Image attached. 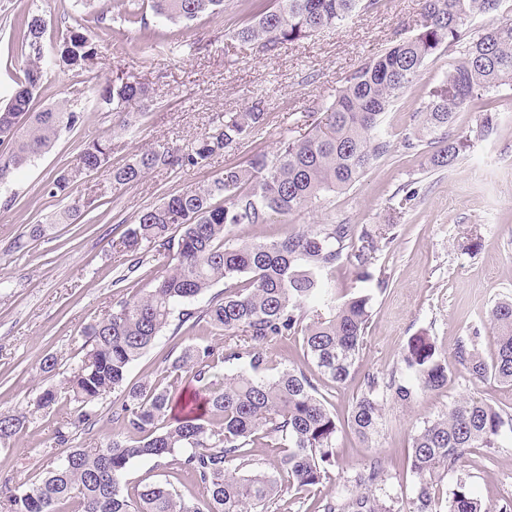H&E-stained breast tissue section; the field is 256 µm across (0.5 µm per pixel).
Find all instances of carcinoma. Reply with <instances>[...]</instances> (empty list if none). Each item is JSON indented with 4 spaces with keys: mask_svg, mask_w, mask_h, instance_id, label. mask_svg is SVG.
Instances as JSON below:
<instances>
[{
    "mask_svg": "<svg viewBox=\"0 0 512 512\" xmlns=\"http://www.w3.org/2000/svg\"><path fill=\"white\" fill-rule=\"evenodd\" d=\"M379 0H253L254 13L234 28L231 38L264 55L281 45L336 28L358 12L376 8ZM504 0H421L420 28L396 39L385 52L351 72L322 105L323 118L298 137H283L275 152L256 153L230 165L210 181L171 195L144 209L122 244L132 266L142 264L146 243L155 257L167 260L166 273L139 295L124 294L112 310L84 331V356L63 377L70 408L54 433L64 446L77 434L92 433L97 405L122 388L125 400L112 409L111 435L101 443L77 447L46 475L23 491L0 485L4 512H274L277 498L294 488L309 491L332 480L336 463V417L327 409L319 385L327 379L344 384L354 373L368 330L370 295L336 304L329 273L345 258L355 260L360 278L371 279L382 232L352 224H313L283 238L235 243L234 229L269 224L272 216L288 217L322 195L357 183L391 147L383 116L420 78L425 61L462 41V29L475 16L496 15ZM154 17L188 25L202 17H219L224 0H151ZM123 22L146 29L143 10L125 5ZM88 20L66 28L54 49V63L91 72L98 56L88 34ZM15 38L28 53L18 90L0 106V186L72 130L81 115L66 100L55 108L33 111L43 87L45 20L27 14L17 21ZM512 87V19L499 22L466 42L462 56L445 76L444 88L429 96L405 130L404 149L429 148L435 170L452 168L469 147L452 127L468 103L482 105L484 120L474 137L493 129L495 108L490 92ZM133 101L148 110L152 88L133 75H116L99 89L101 108L117 115L118 126L136 132L126 107ZM266 119V101L251 99L239 112L224 113L212 132L183 147L151 148L126 162L111 163V148L94 140L77 162L63 168L45 187L56 197L66 194L89 171L107 173L113 185L136 183L158 168L194 169L223 149L240 145ZM229 285L202 308L185 309L215 285ZM182 310H177V307ZM190 323L224 333V345L207 344L163 358L166 384L144 381L126 386L129 369L169 325ZM487 322L494 333L491 361L478 351L480 331L458 341L454 362L471 375H492L512 385V299L497 302ZM303 336L307 366L264 375L266 347L289 336ZM239 362L242 367L222 378L214 364ZM448 358L425 336L412 337L398 366L387 374H367L363 393L352 407L350 427L369 444L378 435L384 397L410 402L420 391L448 385ZM188 381L203 396L192 408L179 404L175 392ZM29 417L0 413V445L23 431ZM512 414L478 399L454 402L448 411L421 427L413 437L411 470L416 494L410 512H492L476 497L468 481L455 482L446 507L435 489L461 467L470 448H497ZM282 449L263 469L253 467L252 447L260 440ZM152 457L189 477L202 488L203 501L186 499L170 482H149L130 496L123 483L132 460ZM380 458L364 471L343 477L342 491L317 500L318 512H392L377 491L385 484Z\"/></svg>",
    "mask_w": 512,
    "mask_h": 512,
    "instance_id": "obj_1",
    "label": "carcinoma"
}]
</instances>
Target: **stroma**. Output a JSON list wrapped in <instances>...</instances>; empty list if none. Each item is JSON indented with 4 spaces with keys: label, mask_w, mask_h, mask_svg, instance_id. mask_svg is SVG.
Listing matches in <instances>:
<instances>
[{
    "label": "stroma",
    "mask_w": 512,
    "mask_h": 512,
    "mask_svg": "<svg viewBox=\"0 0 512 512\" xmlns=\"http://www.w3.org/2000/svg\"><path fill=\"white\" fill-rule=\"evenodd\" d=\"M420 8V0H380L376 9L355 14L341 27L284 44L272 56L229 36L251 18L252 0H225L222 16L187 28L149 18L150 29L183 42L178 58L166 43L143 38L138 26L114 22L109 29H93L100 75L120 69L153 88V105L133 134L120 130L112 113L100 108L96 94L86 89L87 74L51 68L36 109L75 96L81 119L10 186L0 187V413L28 411L44 389L59 387L83 357L84 328L110 311L122 294L163 274V266L149 253L142 266H128L122 239L141 211L211 180L225 166L254 153L273 152L283 136L303 134L312 111L330 101L348 74L389 47L398 34L417 31ZM28 13L45 19V47L50 50L73 24L79 7L76 0H0V104L16 90L15 79L25 66L12 27ZM461 51L456 45L426 61L419 81L386 116L389 154L354 187L326 194L287 223L234 230L240 242L281 238L309 224L391 227L394 239L380 243L372 281H360L348 260L332 272L337 301L369 293L371 318L354 374L342 385L323 384L321 392L339 428L333 474L362 470L372 458H380L394 512H408L415 494L408 450L420 427L462 398H478L512 413V386L474 378L461 368L447 386L418 393L411 402L386 397L373 444L360 441L348 426L364 374L391 371L412 337H429L449 358L458 340L477 330L478 349L490 356L494 337L486 315L498 299L512 296V92L498 95V126L486 138L470 136L483 119L477 106L458 112L453 131L470 136L471 142L452 169H431L423 150L408 151L399 143L414 112L442 86ZM255 95L266 100L264 125L238 148L214 155L205 167L157 169L122 187L113 186L106 174L93 173L74 184L67 198L44 190L94 140L108 141L115 164L144 148L182 147L210 132L221 113L241 111ZM410 188L418 196L406 205L402 199ZM73 197L96 198V207L74 223L51 224V216L67 208ZM45 223L51 226L47 238L26 240L29 225ZM223 341V336L198 328L168 327L131 368L127 382L154 380L166 354ZM49 356L58 366L45 374L40 365ZM63 411L58 404L37 414L13 447H0V481L26 489L41 477L48 457H65L67 447L53 440ZM460 477L494 512L512 506V433L504 432L498 447L470 449L463 466L441 482L440 498H447ZM158 481L174 483L185 498L203 496L201 488L175 477L153 458L131 462L128 486Z\"/></svg>",
    "instance_id": "1"
}]
</instances>
